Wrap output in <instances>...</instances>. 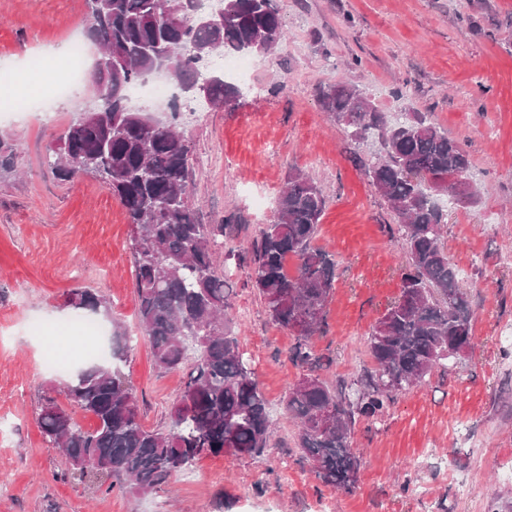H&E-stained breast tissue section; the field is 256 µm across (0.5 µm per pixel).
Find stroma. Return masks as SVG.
<instances>
[{
	"instance_id": "stroma-1",
	"label": "stroma",
	"mask_w": 512,
	"mask_h": 512,
	"mask_svg": "<svg viewBox=\"0 0 512 512\" xmlns=\"http://www.w3.org/2000/svg\"><path fill=\"white\" fill-rule=\"evenodd\" d=\"M288 40L275 59L253 57L232 111L179 101L191 147L189 200L203 224L237 217L216 247L215 269L233 288L230 316L274 422L258 457L206 456L149 495L93 491L38 424L47 398L86 367L67 297L90 290L110 303L105 330L127 334L122 367L146 428L169 426L182 371L157 368L137 318L131 226L125 209L89 174L58 181L51 148L93 95L72 86L49 108L10 111L0 85V138L16 144L0 171V512H502L512 502V0H276ZM85 0H0V67L37 83L29 63L88 26ZM360 64L347 68L352 58ZM350 82L381 109L431 117L470 155L476 203L446 199L443 243L466 287L474 344L450 370H434L383 415L357 422L361 460L345 492L318 480L294 446L284 409L305 372L288 358L293 335L269 318L248 280L243 249L270 223L291 170L309 173L327 208L316 246L334 254L326 328L313 340L333 387L372 370L368 334L400 295L405 252L387 232L395 215L370 184L356 142L319 106L323 83Z\"/></svg>"
}]
</instances>
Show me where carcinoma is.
Returning <instances> with one entry per match:
<instances>
[{"label": "carcinoma", "instance_id": "1", "mask_svg": "<svg viewBox=\"0 0 512 512\" xmlns=\"http://www.w3.org/2000/svg\"><path fill=\"white\" fill-rule=\"evenodd\" d=\"M87 6L89 38L112 49V63L96 64L92 77L105 105L70 121L63 159H54L51 169L67 182L80 172L99 176L124 207L132 227L138 319L153 361L164 370L186 366L188 371L169 430L146 428L135 393L114 365L127 349V338L117 331L110 338L111 360L90 364L66 384L70 404L92 414L96 427L82 430L52 398L42 406L40 425L45 441L63 451L80 480L99 490L148 494L201 455L262 454L272 419L233 335V289L214 267V247L233 218L198 223L188 200L191 150L177 112L160 118L132 108L126 92L155 73L159 53L167 56L180 89L192 85L204 65L191 55L192 46L273 57L288 32L274 0H222L224 20L212 25L198 24L181 0H87ZM209 95L217 105L229 106L242 88L220 75ZM318 102L355 140L378 137L382 151L365 163V171L395 213L397 223L388 225V232L407 256L400 296L368 337L374 371L354 382V398L341 397L315 373L319 358L312 338L325 325L336 260L313 244L327 200L303 170L288 175L273 221L246 252L252 288L271 320L295 336L291 360L309 367L285 401L298 427L297 448L318 479L349 491L360 470L350 444L357 421L377 418L398 395L473 343L467 289L441 245L446 218L424 179L469 203L477 201L479 189L467 178V150L426 115L404 112L392 121L349 83L320 87ZM68 302L93 313L108 309L91 290L72 292ZM331 410L339 413L338 422L324 428L321 416Z\"/></svg>", "mask_w": 512, "mask_h": 512}]
</instances>
